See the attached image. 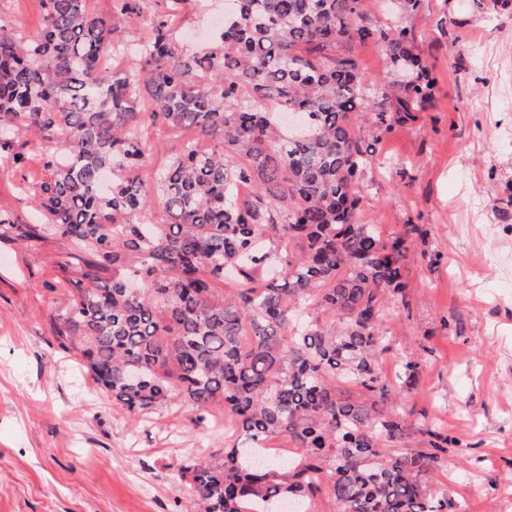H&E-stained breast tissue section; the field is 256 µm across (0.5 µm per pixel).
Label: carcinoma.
I'll use <instances>...</instances> for the list:
<instances>
[{
  "instance_id": "1",
  "label": "carcinoma",
  "mask_w": 512,
  "mask_h": 512,
  "mask_svg": "<svg viewBox=\"0 0 512 512\" xmlns=\"http://www.w3.org/2000/svg\"><path fill=\"white\" fill-rule=\"evenodd\" d=\"M42 2L37 33L0 23V163L23 167L34 143L47 155L25 190L35 223L0 217V241L71 246L59 346L132 415L222 412L221 457L178 468L194 512H310L323 491L334 512H448L424 477L462 442L395 410L418 357L391 385L380 369L427 229L383 234L358 190L375 144L437 92L406 28L365 0H224V27L190 51L174 19L192 0H161L134 42L122 32L142 0H114L108 19ZM118 43L131 64L99 70ZM366 43L409 75L398 92L362 81ZM159 124L187 133L178 152L160 155ZM156 204L167 223H149Z\"/></svg>"
}]
</instances>
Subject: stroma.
Returning a JSON list of instances; mask_svg holds the SVG:
<instances>
[{
  "mask_svg": "<svg viewBox=\"0 0 512 512\" xmlns=\"http://www.w3.org/2000/svg\"><path fill=\"white\" fill-rule=\"evenodd\" d=\"M438 79L429 108L377 146L359 191L365 220L383 233L427 229L413 249L406 303L385 327L397 355L428 344L405 410L437 411L468 443L428 475L453 512H512L498 490L512 482V6L492 0H423L401 17ZM28 179L0 164V215L33 220L19 188ZM65 248L32 251L0 242V512H190L178 477L185 460L207 461L224 437L174 405L138 416L113 405L54 338V317L74 288L55 281Z\"/></svg>",
  "mask_w": 512,
  "mask_h": 512,
  "instance_id": "35a3bbf8",
  "label": "stroma"
}]
</instances>
